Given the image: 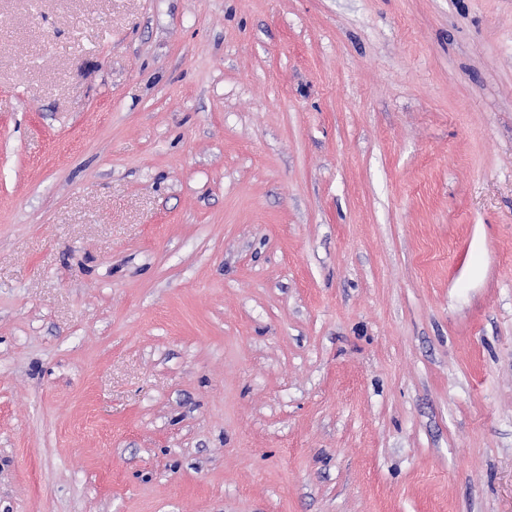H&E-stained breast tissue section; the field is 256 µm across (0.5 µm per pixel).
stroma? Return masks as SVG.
Here are the masks:
<instances>
[{"label": "stroma", "mask_w": 512, "mask_h": 512, "mask_svg": "<svg viewBox=\"0 0 512 512\" xmlns=\"http://www.w3.org/2000/svg\"><path fill=\"white\" fill-rule=\"evenodd\" d=\"M0 512H512V0H0Z\"/></svg>", "instance_id": "stroma-1"}]
</instances>
